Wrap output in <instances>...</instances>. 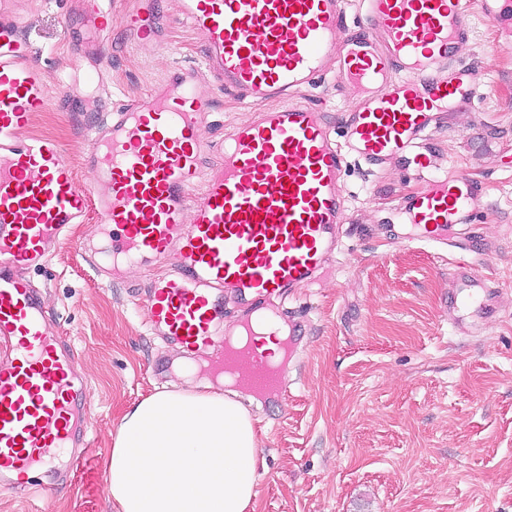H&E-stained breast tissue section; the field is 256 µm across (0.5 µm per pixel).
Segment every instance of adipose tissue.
<instances>
[{
  "mask_svg": "<svg viewBox=\"0 0 512 512\" xmlns=\"http://www.w3.org/2000/svg\"><path fill=\"white\" fill-rule=\"evenodd\" d=\"M257 455L240 391L208 383L164 389L121 418L108 495L118 512H251Z\"/></svg>",
  "mask_w": 512,
  "mask_h": 512,
  "instance_id": "ef3b65f1",
  "label": "adipose tissue"
}]
</instances>
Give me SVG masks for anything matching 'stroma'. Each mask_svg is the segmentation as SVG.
Listing matches in <instances>:
<instances>
[{"label":"stroma","instance_id":"1","mask_svg":"<svg viewBox=\"0 0 512 512\" xmlns=\"http://www.w3.org/2000/svg\"><path fill=\"white\" fill-rule=\"evenodd\" d=\"M133 0H112L115 21L95 63L110 106L147 93L174 68L200 65L201 36L180 14V0H159L160 44L141 48L123 33ZM20 16L33 60L52 75L55 106L36 113L32 132L65 150L78 184L96 196L83 162L81 122L90 112L65 106V82L91 63L78 48L79 0H0ZM459 63L482 75V99L457 105L432 137L430 172L465 170L481 183L496 243L472 261L500 290L498 313L484 326L450 311L455 288L448 257L427 245L394 243L399 198L423 188L402 160L368 173L349 162L344 175L348 222L343 247L318 282L297 289L285 308L308 333L285 402L252 408L259 456L254 512H512V28L483 17ZM201 91L219 102L202 131L205 155L251 106L243 94L206 79ZM105 226L72 225L46 268L26 277L42 296L55 336L74 353L88 383L91 409L81 447L55 448L57 466L42 490L0 491V512H110L105 462L122 416L174 382L181 352L153 336L144 298L162 266L151 261L117 275L94 267L90 253ZM469 325V332L458 329Z\"/></svg>","mask_w":512,"mask_h":512}]
</instances>
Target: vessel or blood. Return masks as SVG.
I'll return each mask as SVG.
<instances>
[{
    "mask_svg": "<svg viewBox=\"0 0 512 512\" xmlns=\"http://www.w3.org/2000/svg\"><path fill=\"white\" fill-rule=\"evenodd\" d=\"M378 33L347 26L345 0H181V13L203 37V68H180L151 91L85 129L83 156L98 199L79 186L61 146L22 135L48 109L51 75L30 58L19 18L0 12V341L13 357L0 363V490L40 486L50 451L82 435L87 397H74L72 355L52 336L40 294L23 273L44 267L49 246L73 224L96 215L112 228L107 263L135 266L170 257L146 299L151 331L192 348L205 347L220 372L242 391L287 399L289 368L272 366L250 344L228 343L227 305L269 335H304V320L273 314V301L311 284L335 254L347 220L343 175L348 159L382 169L406 159L424 190L400 198L405 244L465 249L483 207L480 187L464 171L429 173L430 140L449 110L480 99L475 68L459 49L473 38L472 20L512 22V0H359ZM94 30L82 39L95 59L112 17V0H80ZM157 0H137L124 30L136 43L155 41ZM335 59L332 79L351 96L340 127L321 110L273 97L306 91ZM244 92L250 116L224 140L221 160L204 168L200 128L214 99L197 90L204 78ZM453 305L497 308L494 281L453 262Z\"/></svg>",
    "mask_w": 512,
    "mask_h": 512,
    "instance_id": "vessel-or-blood-1",
    "label": "vessel or blood"
}]
</instances>
